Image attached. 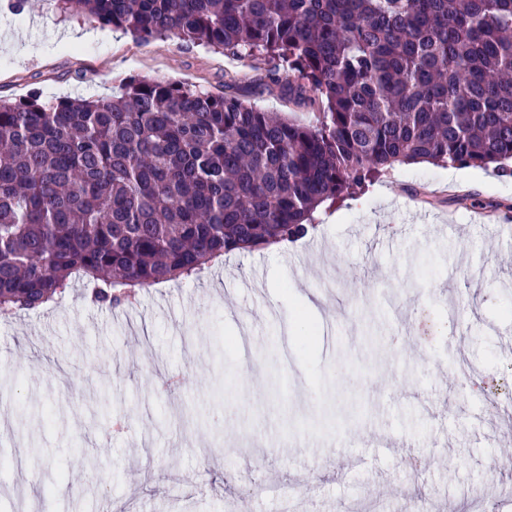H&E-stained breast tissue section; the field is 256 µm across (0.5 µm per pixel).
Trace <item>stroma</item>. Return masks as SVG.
Returning a JSON list of instances; mask_svg holds the SVG:
<instances>
[{
  "mask_svg": "<svg viewBox=\"0 0 512 512\" xmlns=\"http://www.w3.org/2000/svg\"><path fill=\"white\" fill-rule=\"evenodd\" d=\"M0 0V99L106 96L117 78L183 82L308 120L264 60L147 43ZM340 221H333V214ZM293 248L229 255L129 307L84 299L0 319V512H397L399 492L512 512L495 469L512 425V178L402 164ZM336 288L309 310L297 286ZM483 378L461 391L458 367ZM384 387H377V380ZM257 383V394L240 388ZM399 448L377 453L378 439Z\"/></svg>",
  "mask_w": 512,
  "mask_h": 512,
  "instance_id": "stroma-1",
  "label": "stroma"
}]
</instances>
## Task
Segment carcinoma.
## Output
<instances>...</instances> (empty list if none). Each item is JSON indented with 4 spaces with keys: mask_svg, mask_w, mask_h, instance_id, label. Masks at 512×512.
Returning a JSON list of instances; mask_svg holds the SVG:
<instances>
[{
    "mask_svg": "<svg viewBox=\"0 0 512 512\" xmlns=\"http://www.w3.org/2000/svg\"><path fill=\"white\" fill-rule=\"evenodd\" d=\"M141 42L284 70L312 120L126 76L109 97L0 100V312L82 279L118 308L218 255L294 241L396 165L512 176V0H56Z\"/></svg>",
    "mask_w": 512,
    "mask_h": 512,
    "instance_id": "cac0c4a2",
    "label": "carcinoma"
}]
</instances>
